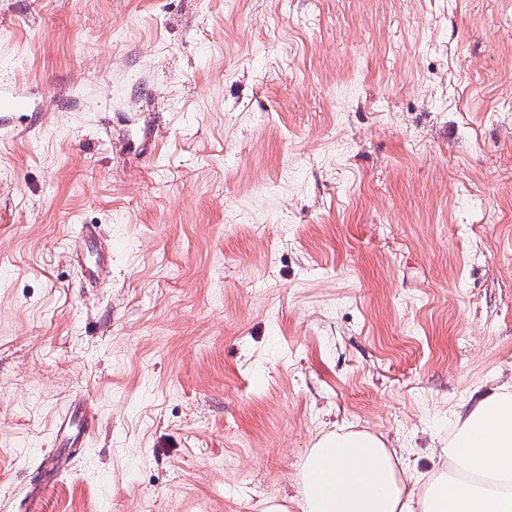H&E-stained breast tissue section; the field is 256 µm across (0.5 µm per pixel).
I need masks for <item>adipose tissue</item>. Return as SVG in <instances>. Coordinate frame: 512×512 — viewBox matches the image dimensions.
I'll use <instances>...</instances> for the list:
<instances>
[{"label":"adipose tissue","mask_w":512,"mask_h":512,"mask_svg":"<svg viewBox=\"0 0 512 512\" xmlns=\"http://www.w3.org/2000/svg\"><path fill=\"white\" fill-rule=\"evenodd\" d=\"M429 483L413 491L407 461L368 430L317 439L299 498L267 512H512V389L497 387L457 412Z\"/></svg>","instance_id":"1"}]
</instances>
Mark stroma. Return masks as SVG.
<instances>
[{
    "instance_id": "obj_1",
    "label": "stroma",
    "mask_w": 512,
    "mask_h": 512,
    "mask_svg": "<svg viewBox=\"0 0 512 512\" xmlns=\"http://www.w3.org/2000/svg\"><path fill=\"white\" fill-rule=\"evenodd\" d=\"M225 2L0 0V512H265L339 428L423 474L512 386V0ZM79 403H75L76 411L79 414V427L75 432L70 435L72 419L68 416H64L60 418V422L57 428L56 438H59L61 442H64L66 439V444L70 445H80L82 446L87 438H90L94 433L95 425H96V417L93 413L89 411H83L80 403H83L82 400H75ZM71 440V441H70Z\"/></svg>"
}]
</instances>
